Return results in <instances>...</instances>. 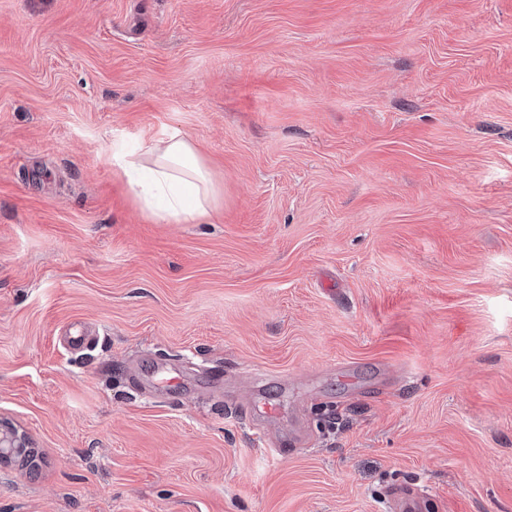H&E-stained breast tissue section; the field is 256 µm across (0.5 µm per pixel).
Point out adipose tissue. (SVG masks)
<instances>
[{
    "mask_svg": "<svg viewBox=\"0 0 512 512\" xmlns=\"http://www.w3.org/2000/svg\"><path fill=\"white\" fill-rule=\"evenodd\" d=\"M117 164L149 217L174 224L212 219L215 197L208 172L181 133L152 141L140 156L121 155Z\"/></svg>",
    "mask_w": 512,
    "mask_h": 512,
    "instance_id": "adipose-tissue-1",
    "label": "adipose tissue"
}]
</instances>
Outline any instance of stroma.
<instances>
[{
    "instance_id": "obj_1",
    "label": "stroma",
    "mask_w": 512,
    "mask_h": 512,
    "mask_svg": "<svg viewBox=\"0 0 512 512\" xmlns=\"http://www.w3.org/2000/svg\"><path fill=\"white\" fill-rule=\"evenodd\" d=\"M0 420V512H512V0H0ZM117 165L149 217L174 224L212 219L216 206L208 172L180 132L152 141L140 156L117 157ZM26 437L14 428L0 423V462L25 457L28 452Z\"/></svg>"
}]
</instances>
